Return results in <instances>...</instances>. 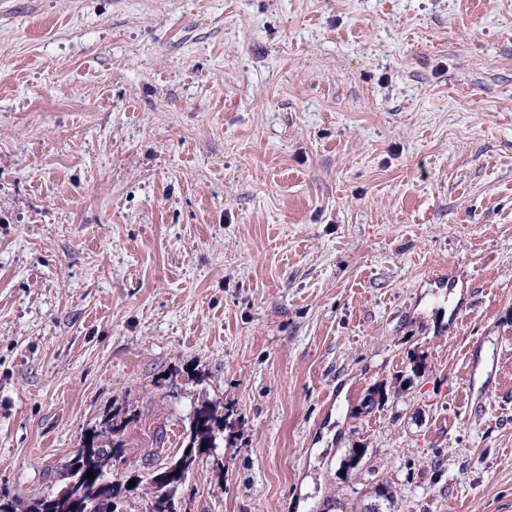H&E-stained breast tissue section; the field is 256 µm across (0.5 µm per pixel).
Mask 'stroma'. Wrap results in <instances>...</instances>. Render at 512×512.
<instances>
[{
  "label": "stroma",
  "instance_id": "1",
  "mask_svg": "<svg viewBox=\"0 0 512 512\" xmlns=\"http://www.w3.org/2000/svg\"><path fill=\"white\" fill-rule=\"evenodd\" d=\"M205 402L179 512H512V0H0V490Z\"/></svg>",
  "mask_w": 512,
  "mask_h": 512
}]
</instances>
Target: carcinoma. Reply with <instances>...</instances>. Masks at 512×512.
<instances>
[{
	"label": "carcinoma",
	"instance_id": "obj_1",
	"mask_svg": "<svg viewBox=\"0 0 512 512\" xmlns=\"http://www.w3.org/2000/svg\"><path fill=\"white\" fill-rule=\"evenodd\" d=\"M196 412L199 419L189 425L186 444L195 449L207 448L212 451L218 448L224 440V413L207 403L197 408ZM117 431L118 424L114 415L108 414L100 420L92 430L91 438L85 441L84 450L68 465L70 489L34 500L28 512H86L73 507L76 497L81 498V503L88 505L91 512H120L124 485L112 480L111 473L112 459L121 454L123 447L121 441L114 439ZM100 438L106 439V442L99 443ZM197 462L196 457L181 454L170 463L179 483L168 492L158 484H153L155 497L149 512H176L177 496ZM89 471L95 474V478L86 477ZM393 504L392 490L388 485L381 484L375 488V500L367 505L366 512H389Z\"/></svg>",
	"mask_w": 512,
	"mask_h": 512
}]
</instances>
